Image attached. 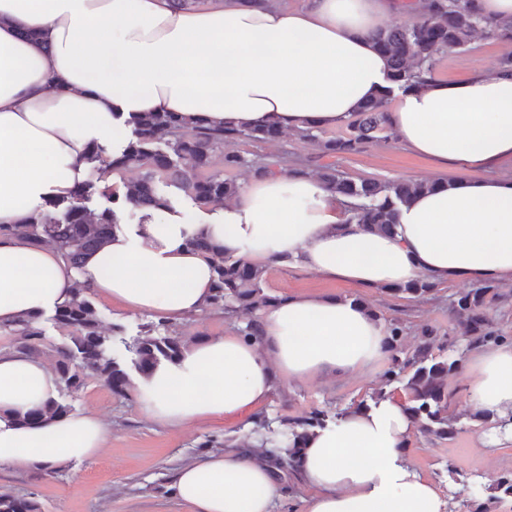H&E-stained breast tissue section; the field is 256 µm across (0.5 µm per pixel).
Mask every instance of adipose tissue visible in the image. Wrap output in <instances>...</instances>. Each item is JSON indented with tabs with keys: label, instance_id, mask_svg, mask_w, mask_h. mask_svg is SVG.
<instances>
[{
	"label": "adipose tissue",
	"instance_id": "adipose-tissue-1",
	"mask_svg": "<svg viewBox=\"0 0 512 512\" xmlns=\"http://www.w3.org/2000/svg\"><path fill=\"white\" fill-rule=\"evenodd\" d=\"M397 0H311L307 9L211 0H0V225L67 200L91 173V148L115 154L138 112H179L210 124L333 129L380 96L389 72L370 34ZM416 153L483 176L440 183L400 208L393 232L350 222L340 198L303 174L256 177L185 222L165 210L115 232L69 267L50 245L0 235V325L52 310L75 288L126 311L180 320L206 309L215 273L202 237L225 255L299 266L357 288L425 277L433 283L512 285V74L428 80L391 110ZM259 338L185 344L136 385L142 412L183 427L258 409L276 378L374 375L388 328L352 298L295 294L258 317ZM473 408L497 420L483 447L512 445V342L469 363ZM40 356L0 348V465L55 468L95 456L109 437L97 416L72 412L39 425L27 412L57 396ZM417 430L406 404L384 398L315 428L294 469L310 493L302 512H443L436 485L403 450ZM283 451L242 447L181 466L173 495L190 512H273Z\"/></svg>",
	"mask_w": 512,
	"mask_h": 512
}]
</instances>
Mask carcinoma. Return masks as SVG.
Segmentation results:
<instances>
[{
    "instance_id": "carcinoma-1",
    "label": "carcinoma",
    "mask_w": 512,
    "mask_h": 512,
    "mask_svg": "<svg viewBox=\"0 0 512 512\" xmlns=\"http://www.w3.org/2000/svg\"><path fill=\"white\" fill-rule=\"evenodd\" d=\"M478 33L503 41H512V19H494L483 13L481 0H423L422 11L409 26L378 29L371 39L375 49L389 62V80L401 89H418L433 75L436 56L466 48ZM392 90L380 98L361 104L351 115L346 132L323 140L318 128L309 126L297 131L303 139L313 140L327 157L352 154L383 134L392 135L390 113L386 104ZM131 137L121 155L105 158L103 149L90 151V159L104 163V170L121 173L131 167L142 169L141 175L121 186H99V180L88 179L68 201L50 200L46 208L30 215L22 224L0 225V235H12L32 243H51L71 268L80 269L84 256L102 246L115 233L120 218L112 208L131 206L137 210L171 208V199L164 195L159 184L171 185L184 192L195 203L207 206L234 198L239 186L224 178V169L248 167L256 176L274 175L282 170L281 161L270 156L249 159L241 154L224 151L226 145L237 141L271 143L283 134L278 126L266 124L237 129L212 126L201 118L178 112H146L133 115ZM221 159L223 168H215ZM314 175L337 197L346 200L350 219L367 229L391 232L398 223L399 207L419 194L436 190V181L354 180L336 169L333 163L318 166ZM95 195L105 197L111 206L93 211L87 202ZM188 247L211 254L216 274L213 294L208 308L230 312H252L274 303L261 294L264 268L240 259L224 256V252L200 237L186 241ZM435 284L425 278L390 287L396 294L412 296L432 292ZM504 298L498 285L484 283L476 288L458 292L448 298V306L463 340L448 339V355L432 354L438 330L425 325L420 328L422 343L412 356L402 360L399 336L404 332L401 323L388 324V349L392 366L386 372L388 383L401 382L409 396L408 410L418 428L437 436H452L455 420L449 414L452 391L448 376L461 367L464 355L480 345L507 341L493 328L488 310ZM53 319L62 327H72L75 334L69 342L57 346L54 352V374L58 390L75 393L81 390L92 374L117 395H124L131 386L128 373L112 356V336L122 332L112 328L106 335L99 330V313L87 293L76 289L70 302L54 310ZM40 317L23 319L0 329L14 337V349L32 354L42 353L43 334ZM183 347L177 336L155 337L145 334L129 345L132 364L139 375L148 374L160 361L172 360ZM409 373H404L405 369ZM71 412V407L57 398L44 407L19 418L25 424H43ZM325 424L324 414L314 411L293 421L279 438L265 439L267 423L260 421L253 429L261 443L269 442L285 449L283 461L293 465L305 433ZM492 496L494 500L512 498V470L498 479ZM0 512H41L38 502L0 491Z\"/></svg>"
}]
</instances>
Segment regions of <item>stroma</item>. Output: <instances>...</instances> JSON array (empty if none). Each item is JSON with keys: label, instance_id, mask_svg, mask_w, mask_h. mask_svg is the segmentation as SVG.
I'll return each mask as SVG.
<instances>
[{"label": "stroma", "instance_id": "1", "mask_svg": "<svg viewBox=\"0 0 512 512\" xmlns=\"http://www.w3.org/2000/svg\"><path fill=\"white\" fill-rule=\"evenodd\" d=\"M512 54V42L475 36L463 50L437 57L434 74L447 80H462L474 70L497 68L499 60ZM234 151L283 157L288 166L315 164L319 150L311 142L287 132L273 143L234 144ZM337 169L358 179L376 177L386 181L449 180L457 176L456 166L443 167L405 148L397 139L369 143L361 152L336 158ZM467 283L437 287L429 295H394L382 288L363 289L322 279L300 267L269 265L262 282L263 294L279 298L300 292L352 297L377 312L387 323H402L400 338L404 355H411L421 342L419 328L429 324L441 334L453 332L448 309L451 294L467 290ZM103 332L113 326L123 331L114 342V354L123 364L132 355L125 344L142 328L153 335H178L185 341H202L212 336L236 334L242 318L206 310L181 320L170 321L150 313L125 312L111 301L94 297ZM466 373L448 378L455 397L450 411L457 418L456 431L449 437L415 432L405 448L407 459L423 475L433 480L446 502V512H466L472 498L488 501L490 512H512V500L494 502V485L500 473L512 469V446L485 453L480 435L488 424L478 419L466 393ZM400 400L408 395L401 384H387L384 375L370 378L353 374L344 378L317 376L303 382L277 379L266 402L235 421L221 419L180 429L163 427L147 418L139 408L135 393L118 396L99 378L91 376L84 389L65 395L72 410L98 414L110 435L95 459L73 462L45 472L4 466L0 468V490L31 497L41 512H188L172 494L171 484L178 468L206 452H223L225 447H243L251 440L256 420H265L271 432L287 428L289 422L322 410L328 414L347 413L371 403L378 394Z\"/></svg>", "mask_w": 512, "mask_h": 512}]
</instances>
